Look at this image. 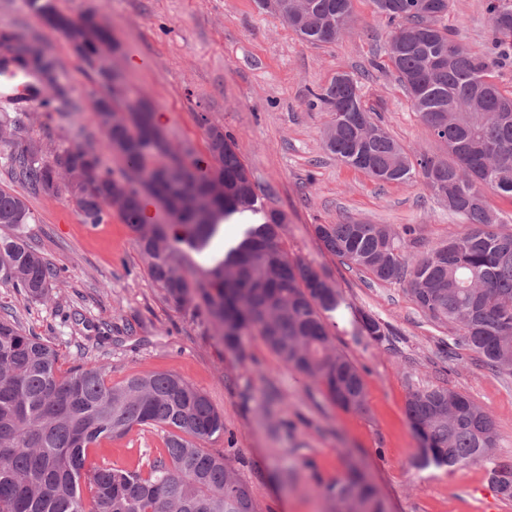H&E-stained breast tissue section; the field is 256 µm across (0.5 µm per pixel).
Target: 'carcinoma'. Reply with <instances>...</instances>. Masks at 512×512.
I'll use <instances>...</instances> for the list:
<instances>
[{
	"label": "carcinoma",
	"mask_w": 512,
	"mask_h": 512,
	"mask_svg": "<svg viewBox=\"0 0 512 512\" xmlns=\"http://www.w3.org/2000/svg\"><path fill=\"white\" fill-rule=\"evenodd\" d=\"M307 43L329 44L350 29L352 0H257ZM392 25L386 55L418 112L424 131L447 156L408 153L366 106L360 81L339 73L329 87L311 93L309 108L331 114L323 142L337 161L386 183L422 177L462 232L428 251L411 268L404 262L407 236L384 224L347 221L317 224L327 251L380 281L408 278L407 292L429 318L455 328L489 370L512 375V233L498 229L485 192L512 199V96L491 80L494 65L512 57V0H488L493 28L490 59L455 44L440 20L450 0H372ZM47 28L68 31L78 21L57 5L39 17ZM85 23L98 40L111 31L89 13ZM14 65L41 80L54 68L35 42L17 41L0 55V71ZM123 119L103 129L105 149L122 155L126 169L115 174L101 155L80 145L50 160L34 157L26 141L0 142L10 175L29 193H64L85 222L100 224L117 214L135 234L153 281L177 306L205 312L224 346L243 349L259 336L287 366L319 383L345 410H366V384L358 367L333 341L326 319L349 314V322L374 341L388 325L346 305L314 268L288 255L281 240L285 216L266 212L235 140L205 116L210 164L168 140L145 97L114 91L103 97ZM26 109L8 101L0 126L20 125ZM164 203V224H145L142 199ZM249 213L240 237L210 252L224 225ZM33 221L25 196L0 187V283L33 302H46L60 278L24 240ZM206 255L201 279L192 282L186 251ZM58 352L13 316L0 317V512H257L253 492L232 458L212 454L201 443L224 434V415L205 394L171 372L132 376L114 384L103 365L58 374ZM406 410L422 440V464L457 467L476 463L496 447L492 417L465 394L442 386L415 390ZM152 425L165 434V455L142 468L90 460L104 438L122 437ZM495 491L512 499V460L490 471ZM317 493L330 512H386L364 469L350 461Z\"/></svg>",
	"instance_id": "carcinoma-1"
}]
</instances>
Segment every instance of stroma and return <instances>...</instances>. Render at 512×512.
Instances as JSON below:
<instances>
[{
	"mask_svg": "<svg viewBox=\"0 0 512 512\" xmlns=\"http://www.w3.org/2000/svg\"><path fill=\"white\" fill-rule=\"evenodd\" d=\"M487 0H452L444 20L469 53H489L493 34ZM71 17L96 11L120 49L109 60L130 96L145 95L174 145L202 156L196 116L233 135L266 209L287 217L282 242L290 257L318 271L352 307L388 324L375 342L345 319L332 329L336 347L362 371L367 410L347 412L323 388L285 365L260 337L243 351L224 347L208 318L165 300L148 274L132 232L119 217L85 223L66 195L32 196L35 219L24 239L61 279L47 303H32L0 285V316L10 314L58 349L59 374L104 364L112 383L135 374L171 371L203 392L224 415V434L209 442L235 460L259 512H326L317 480L335 478L346 454L361 459L389 512H512L489 480L494 463L512 460V375L486 369L451 326L430 320L403 281L382 282L351 268L318 240V224L349 220L415 229L405 250L414 264L464 225L417 179L383 183L329 154L324 108L308 109L310 92L336 73L358 78L367 107L408 152L439 155L410 99L383 61L389 28L372 0H353L354 23L336 42L314 46L254 0H56ZM40 36L69 89L66 102L28 112L16 129L54 157L80 145L101 153L113 171L122 160L105 153L91 111L103 88L70 43L43 27L25 0H0V27ZM79 312L81 323L70 315ZM112 328L101 344L98 327ZM444 386L469 396L492 417L497 446L490 458L452 469L419 464L421 444L406 415L410 392ZM157 427L103 439L91 453L120 466L163 456Z\"/></svg>",
	"mask_w": 512,
	"mask_h": 512,
	"instance_id": "35a3bbf8",
	"label": "stroma"
}]
</instances>
